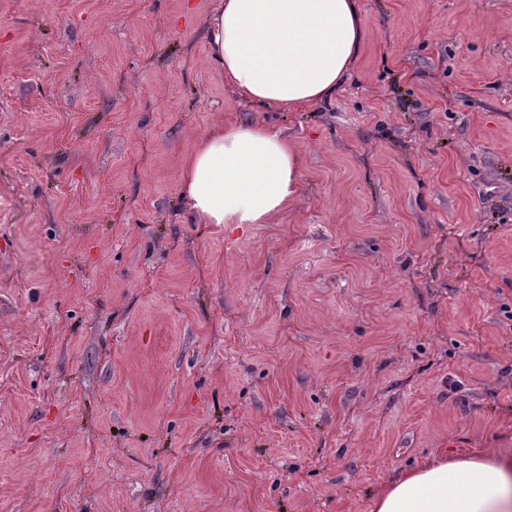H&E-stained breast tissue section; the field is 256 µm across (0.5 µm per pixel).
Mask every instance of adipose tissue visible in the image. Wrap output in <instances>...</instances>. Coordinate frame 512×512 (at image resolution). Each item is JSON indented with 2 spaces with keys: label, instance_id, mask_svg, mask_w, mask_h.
Here are the masks:
<instances>
[{
  "label": "adipose tissue",
  "instance_id": "1",
  "mask_svg": "<svg viewBox=\"0 0 512 512\" xmlns=\"http://www.w3.org/2000/svg\"><path fill=\"white\" fill-rule=\"evenodd\" d=\"M364 33L358 0H217L207 35L229 86L294 110L335 94ZM182 189L195 222L261 224L299 195L301 162L265 125H220L185 160ZM373 512H512V455L427 460L387 482Z\"/></svg>",
  "mask_w": 512,
  "mask_h": 512
}]
</instances>
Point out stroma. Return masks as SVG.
I'll return each instance as SVG.
<instances>
[{"mask_svg":"<svg viewBox=\"0 0 512 512\" xmlns=\"http://www.w3.org/2000/svg\"><path fill=\"white\" fill-rule=\"evenodd\" d=\"M328 101L225 84L216 0H0V512H371L512 451V0H360ZM258 122L262 224L185 158ZM182 189L198 224H262L299 195L301 162L263 124L220 125L185 160Z\"/></svg>","mask_w":512,"mask_h":512,"instance_id":"obj_1","label":"stroma"}]
</instances>
